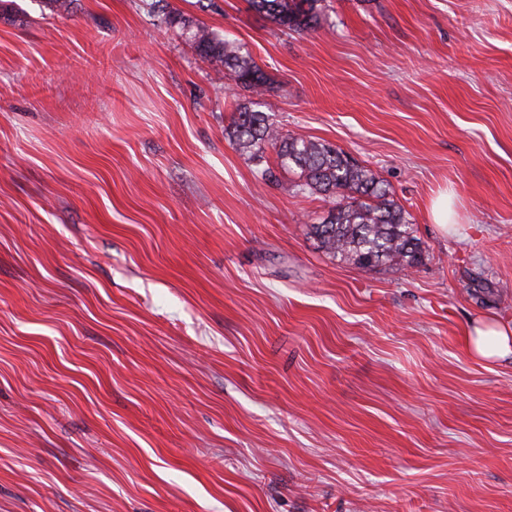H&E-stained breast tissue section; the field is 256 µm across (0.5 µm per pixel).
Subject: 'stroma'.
Segmentation results:
<instances>
[{"mask_svg": "<svg viewBox=\"0 0 512 512\" xmlns=\"http://www.w3.org/2000/svg\"><path fill=\"white\" fill-rule=\"evenodd\" d=\"M170 13L388 185L417 266L317 247L333 199L225 139L246 93ZM487 315L512 323V0H323L302 33L249 0L0 16V512H512V357L462 340ZM166 22L176 25L181 36L192 44L198 55L211 63L224 67L227 75L234 83L248 91L252 96H261L268 83V77L253 61L242 56L232 42L224 35L201 25H193L192 21L181 15H168Z\"/></svg>", "mask_w": 512, "mask_h": 512, "instance_id": "stroma-1", "label": "stroma"}]
</instances>
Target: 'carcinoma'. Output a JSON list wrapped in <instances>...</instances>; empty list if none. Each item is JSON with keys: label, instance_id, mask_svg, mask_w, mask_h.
Listing matches in <instances>:
<instances>
[{"label": "carcinoma", "instance_id": "obj_1", "mask_svg": "<svg viewBox=\"0 0 512 512\" xmlns=\"http://www.w3.org/2000/svg\"><path fill=\"white\" fill-rule=\"evenodd\" d=\"M250 2L256 14L283 30L304 32L320 19L321 0ZM166 22L179 28L202 59L224 67L238 87L257 97L264 93L266 74L224 36L181 15H169ZM254 105L253 101L230 103L233 116L224 128V137L253 160L263 159L266 150L273 149L282 169L301 171L302 189L336 200L326 217L310 225L318 248L366 269L407 268L420 263L423 243L415 235L410 214L371 170L329 144L282 135Z\"/></svg>", "mask_w": 512, "mask_h": 512}]
</instances>
